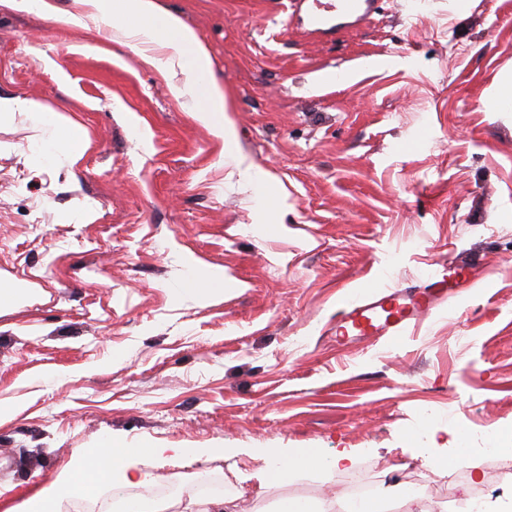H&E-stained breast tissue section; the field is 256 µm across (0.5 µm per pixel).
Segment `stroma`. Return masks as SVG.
I'll return each instance as SVG.
<instances>
[{
	"mask_svg": "<svg viewBox=\"0 0 512 512\" xmlns=\"http://www.w3.org/2000/svg\"><path fill=\"white\" fill-rule=\"evenodd\" d=\"M158 2L209 48L235 142L277 204L258 209L222 140L93 19L0 5V95L91 140L75 170L47 167L34 118L0 117V283L20 291L0 307V512L111 435L145 448L155 480L133 495L183 473L220 481L236 512L346 498L329 466L346 453L372 484L421 485L428 512H460L466 494L500 512L505 461L460 446L512 432V111L495 99L512 0H389L328 40L290 30L288 0ZM463 256L487 276L453 308L337 345L338 294ZM190 264L222 273L223 294L173 298ZM300 448L317 469L267 482L272 455Z\"/></svg>",
	"mask_w": 512,
	"mask_h": 512,
	"instance_id": "35a3bbf8",
	"label": "stroma"
}]
</instances>
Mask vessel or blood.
<instances>
[{"label": "vessel or blood", "instance_id": "b4317fda", "mask_svg": "<svg viewBox=\"0 0 512 512\" xmlns=\"http://www.w3.org/2000/svg\"><path fill=\"white\" fill-rule=\"evenodd\" d=\"M381 0H291L289 8L297 16L304 36L319 38L338 34L349 22H363L376 13ZM470 277L455 267L431 265L413 279L396 285H379L364 295H340L336 301V339L356 336L376 338L401 336L444 301L454 289L474 287Z\"/></svg>", "mask_w": 512, "mask_h": 512}]
</instances>
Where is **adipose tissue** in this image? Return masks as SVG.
<instances>
[{
  "mask_svg": "<svg viewBox=\"0 0 512 512\" xmlns=\"http://www.w3.org/2000/svg\"><path fill=\"white\" fill-rule=\"evenodd\" d=\"M81 14L58 15L60 23L81 26L83 16L95 19L98 29L109 32L112 41L144 52L147 63L166 75L169 89L192 116L224 141V153L237 171L239 182L257 190L267 182L268 174L247 159L234 146L233 121L229 115L224 87L214 77L208 49L194 30L177 14L162 10L157 0H76ZM0 112H29L40 122L44 137L39 152L46 165L74 166L90 146L86 131L63 113L34 99L0 97ZM109 465L101 467L109 482L127 486L149 482L150 475L137 469L136 460L143 447L122 439L104 441ZM86 472L70 469L48 487L31 497L24 512H44L50 503L66 499L86 486ZM403 500L408 512H427L419 495L408 493L401 485L383 483L368 499L335 502L321 500L310 505L297 499L283 500L280 512H384L386 505Z\"/></svg>",
  "mask_w": 512,
  "mask_h": 512,
  "instance_id": "ef3b65f1",
  "label": "adipose tissue"
}]
</instances>
